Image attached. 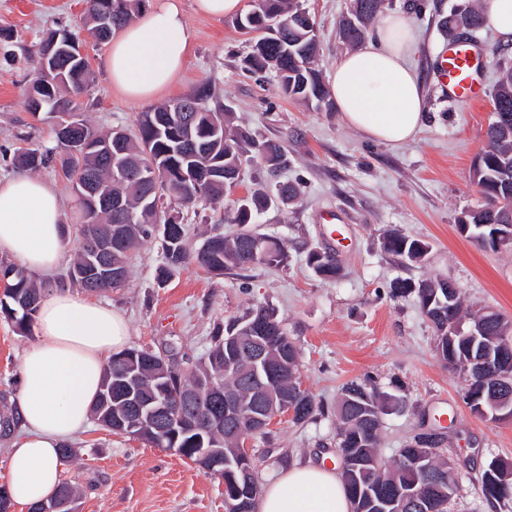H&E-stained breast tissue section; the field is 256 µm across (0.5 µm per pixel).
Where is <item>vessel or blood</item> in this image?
Listing matches in <instances>:
<instances>
[{
	"instance_id": "vessel-or-blood-1",
	"label": "vessel or blood",
	"mask_w": 512,
	"mask_h": 512,
	"mask_svg": "<svg viewBox=\"0 0 512 512\" xmlns=\"http://www.w3.org/2000/svg\"><path fill=\"white\" fill-rule=\"evenodd\" d=\"M484 54L480 47H449L443 50L435 68L449 98L472 102L482 97Z\"/></svg>"
}]
</instances>
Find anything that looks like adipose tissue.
<instances>
[{
    "label": "adipose tissue",
    "mask_w": 512,
    "mask_h": 512,
    "mask_svg": "<svg viewBox=\"0 0 512 512\" xmlns=\"http://www.w3.org/2000/svg\"><path fill=\"white\" fill-rule=\"evenodd\" d=\"M420 40L405 12L383 14L369 37L337 62L330 93L343 122L393 147L412 141L425 117L423 83L412 65ZM190 50L180 0H151L113 39L104 58L114 87L148 100L170 86ZM61 200L42 179L0 178V254L52 272L70 249ZM23 352L7 450V487L15 506L52 497L61 483L60 448L89 423L113 353L129 339L126 320L99 300L67 288L48 289ZM257 512H350L337 467L296 463L263 490Z\"/></svg>",
    "instance_id": "obj_1"
}]
</instances>
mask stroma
Returning a JSON list of instances; mask_svg holds the SVG:
<instances>
[{
    "mask_svg": "<svg viewBox=\"0 0 512 512\" xmlns=\"http://www.w3.org/2000/svg\"><path fill=\"white\" fill-rule=\"evenodd\" d=\"M409 2L392 0L390 7L408 10L419 34L414 66L424 84L427 118L417 138L399 148L347 127L338 110L320 111L286 99L273 73L242 72L247 36L234 18L194 12L192 0H183L191 37L186 65L174 86L151 100L132 101L112 87L103 65L107 48H94L89 62L95 81L76 101L95 128L134 132L141 113L208 82L215 101L236 124L284 146L290 165L280 178L299 181L302 189L298 202L257 218V231L284 241L286 265L221 276L191 265L160 285L155 276L163 254L154 240L132 254L126 285L98 298L125 316L129 346L174 354L183 365L196 362L217 329L250 309L275 310L299 350L303 387L321 411L302 424L277 422L267 437L254 439L260 485L283 466L335 456L341 389L367 379L404 402L383 417L384 457L393 458L418 435L436 434L438 455L457 468L453 512H491L473 477L491 461H512V422L493 424L471 412L457 372L436 356L431 324L414 296H398L396 288L441 276L459 285L468 306L512 317V250L478 247L456 227L460 212L480 201L471 165L486 147L498 70L484 65L479 102L449 100L434 70L448 42L438 21L460 0H419L421 7L414 11ZM305 5L321 43L318 67L328 80L347 51L338 26L351 0H305ZM85 7L84 0H0V176L17 174L12 156L20 146L50 145L52 124L27 111L24 89L50 32L85 34ZM232 206L228 196L219 205L200 201L181 208L189 243L199 244L214 227L227 235L236 232V225L226 221ZM328 213L338 216L337 226L324 224ZM390 228L429 242L427 259L410 263L386 254L381 237ZM312 249L335 254L342 269L339 280L313 273L306 263ZM34 339L0 316V415L13 406L19 360ZM69 446L73 456L62 478L76 486L80 512H224L220 481L176 452L93 421Z\"/></svg>",
    "mask_w": 512,
    "mask_h": 512,
    "instance_id": "35a3bbf8",
    "label": "stroma"
}]
</instances>
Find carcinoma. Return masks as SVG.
Instances as JSON below:
<instances>
[{"label": "carcinoma", "mask_w": 512, "mask_h": 512, "mask_svg": "<svg viewBox=\"0 0 512 512\" xmlns=\"http://www.w3.org/2000/svg\"><path fill=\"white\" fill-rule=\"evenodd\" d=\"M143 0H85L87 32L97 42L112 38L129 18L140 9ZM386 0H353L349 20L340 29L343 42L349 46L360 44L367 36L368 26L383 11ZM108 16L110 29H102L101 18ZM463 22L477 30L486 25L477 6L462 5L443 17L442 26L448 35ZM237 24L246 34L252 35L251 51L242 59L244 71L250 74L271 71L278 79L283 96L292 101L312 104L317 108H331L329 91L316 68L319 41L313 33L314 21L304 7V0H259L257 6ZM94 83V76L86 60L69 57L58 59L48 70L34 66L25 96L26 106L40 97L42 113L60 117L68 112H78L77 103L63 95L72 89L80 94ZM211 89L203 85L195 92L177 98L150 112L140 114L135 136L122 135L118 160L131 170L152 166L159 171L154 181L115 180L112 178L107 158L99 154L94 145L111 138L113 133L101 134L81 118L78 127L62 134L54 131V144L42 151L16 149L14 163L28 170H36L49 160L60 162L65 178L74 185L92 175L102 188V193L122 202L126 209H107L80 201V223L73 225L79 239V249L71 266L75 271L87 263L85 244L104 234L109 225L122 223L124 213L132 215L127 224L124 250L112 255V263L123 269L125 286L128 279L129 252L153 239H160L164 261L157 268L156 279L165 283L185 265L193 262L209 274L222 275L228 270L244 269L255 265L281 266L288 263V250L283 240L245 229L256 223L257 216L273 206H287L299 199L300 189L292 183L280 184L270 192L259 187L235 202L227 216L228 223L243 230L225 236L209 234L196 248L186 242L185 225L180 221L178 208L199 200L219 203L229 193L231 182L239 178L244 157L256 158L269 172H276L288 165V156L276 142L261 139L250 129L234 123L229 112H217L209 106ZM493 116L486 131L487 147L472 166V179L479 188L482 203L475 209L464 211L457 218L461 224H503L512 221V66L503 67L494 90ZM187 108V115L194 119L191 132L180 127H166L162 120L177 109ZM82 141L91 146L87 152L74 154L71 141ZM385 252L421 262L429 253L430 244L410 238L396 230H386L382 236ZM313 272L324 279H338L341 267L333 254H326L310 265ZM0 271L8 276L4 297L0 299V313L21 332L31 330L37 308L28 311L22 307L29 298L39 303L42 288L23 267L0 262ZM400 294L416 297L421 313L432 324L435 332V351L441 361L458 372L464 381L492 385L498 381L496 360L478 358L471 348L505 349L512 360V320L501 313L477 312L464 309L461 297L448 302L447 289L438 278H425L400 288ZM452 320H466L469 324L482 322L485 335L471 344L456 338L448 342L441 335V328ZM252 324V335L267 348L269 365L278 366L286 359L298 363L295 344L282 327L274 310L258 307L245 321L227 325L224 333H216L206 357L188 373L177 371L170 384L173 402L180 406L182 417L176 424L177 434L165 433L150 438L158 448H207L219 441L224 453L233 456L235 446L233 429L226 423L212 435L191 430V423L205 419L214 406L208 384L223 385L224 390L235 395L241 416L251 413L258 400L259 388L248 357L251 343L240 345L224 343V337L236 335L246 324ZM125 349L112 355L105 376L114 379L123 376L128 366ZM144 360L140 371V391L148 395L163 386L162 378L153 373L148 361L161 356L159 352L140 350ZM231 361V369L225 363ZM275 395L293 397L292 373L285 370L267 382ZM301 413L293 419L304 423L315 417L317 406L311 393L303 391L299 397ZM402 401L361 380H352L342 388L337 407L338 426L336 448L340 463V477L351 504V512H451V497L458 486L455 478L448 477V465L435 452L436 440L418 437L415 444L399 450L393 462L384 461L380 454V429L382 415ZM482 498L499 512L512 509V465L506 461L501 467L487 466L477 478Z\"/></svg>", "instance_id": "carcinoma-1"}]
</instances>
